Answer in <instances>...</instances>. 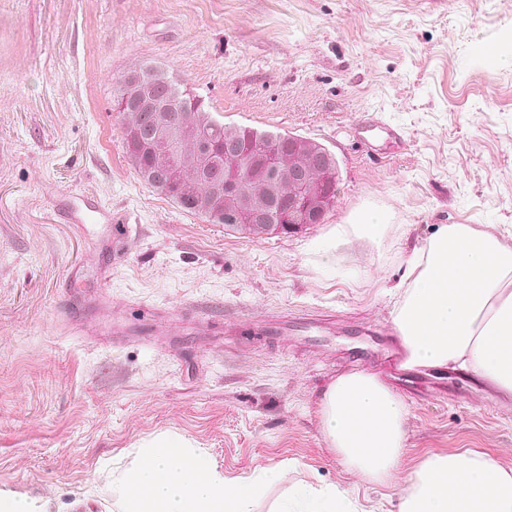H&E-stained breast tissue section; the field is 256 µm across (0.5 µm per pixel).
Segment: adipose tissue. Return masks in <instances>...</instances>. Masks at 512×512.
I'll return each instance as SVG.
<instances>
[{
	"label": "adipose tissue",
	"instance_id": "adipose-tissue-1",
	"mask_svg": "<svg viewBox=\"0 0 512 512\" xmlns=\"http://www.w3.org/2000/svg\"><path fill=\"white\" fill-rule=\"evenodd\" d=\"M393 322L410 364L469 369L512 392V247L469 224H441L415 247ZM326 441L360 476L397 489L401 512H512V469L474 450L429 455L400 470L406 408L376 375L349 372L324 391ZM261 476L228 479L203 454L167 438L126 472L120 512H251ZM346 492L289 490L271 512H347Z\"/></svg>",
	"mask_w": 512,
	"mask_h": 512
}]
</instances>
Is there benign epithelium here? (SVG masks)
I'll use <instances>...</instances> for the list:
<instances>
[{
    "label": "benign epithelium",
    "mask_w": 512,
    "mask_h": 512,
    "mask_svg": "<svg viewBox=\"0 0 512 512\" xmlns=\"http://www.w3.org/2000/svg\"><path fill=\"white\" fill-rule=\"evenodd\" d=\"M169 87V80L145 79L140 70L135 69L125 80L120 110L123 111L125 147L136 155L146 151L153 153L155 164L172 173L176 169L174 142L195 134V125L187 113L181 120H174L171 103L163 100ZM318 163L322 176L320 185L314 188L303 176L295 141L290 139L286 151L273 148L260 157L245 161L242 166L226 168L222 172L209 167L202 169L200 181L206 185V192L196 199V203L212 212L227 206L264 231L296 230L299 225L293 219L299 214L310 216L313 223L320 219L323 202L335 181V171L321 159ZM243 174L251 181L262 182L261 194H251L243 189ZM285 183L292 186L286 223L267 224L265 218L270 196Z\"/></svg>",
    "instance_id": "1"
}]
</instances>
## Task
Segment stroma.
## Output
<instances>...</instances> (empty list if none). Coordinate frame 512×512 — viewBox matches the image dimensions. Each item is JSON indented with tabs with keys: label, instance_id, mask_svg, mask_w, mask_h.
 Listing matches in <instances>:
<instances>
[{
	"label": "stroma",
	"instance_id": "stroma-1",
	"mask_svg": "<svg viewBox=\"0 0 512 512\" xmlns=\"http://www.w3.org/2000/svg\"><path fill=\"white\" fill-rule=\"evenodd\" d=\"M144 64L221 121L327 148L324 222L240 234L146 185L112 110ZM66 193L109 204L127 237L102 247L62 223ZM360 209L389 216L384 236H340L333 271L316 269L313 241ZM440 224L512 246V0H0V497L119 512L114 482L168 437L226 477L264 473L253 512L304 483L399 512L325 440L322 395L352 346L405 405L403 471L465 449L512 469V399L454 370L405 376L378 337ZM143 306L166 313L147 334ZM203 313L223 335H201ZM326 316L329 335H301ZM270 320L286 333L265 336Z\"/></svg>",
	"mask_w": 512,
	"mask_h": 512
}]
</instances>
